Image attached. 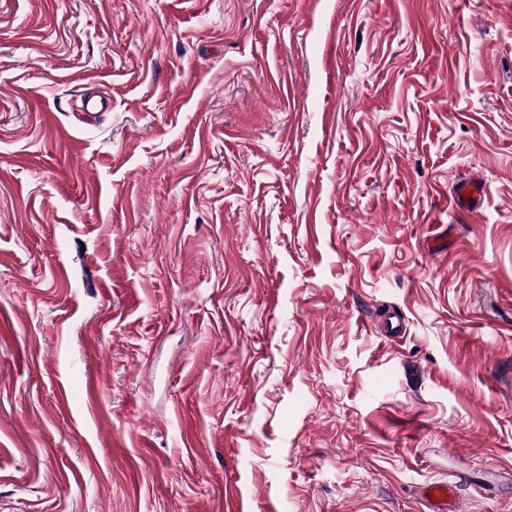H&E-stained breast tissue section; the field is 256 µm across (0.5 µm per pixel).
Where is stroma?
Here are the masks:
<instances>
[{"instance_id": "stroma-1", "label": "stroma", "mask_w": 512, "mask_h": 512, "mask_svg": "<svg viewBox=\"0 0 512 512\" xmlns=\"http://www.w3.org/2000/svg\"><path fill=\"white\" fill-rule=\"evenodd\" d=\"M435 482L512 512V0H0V512Z\"/></svg>"}]
</instances>
